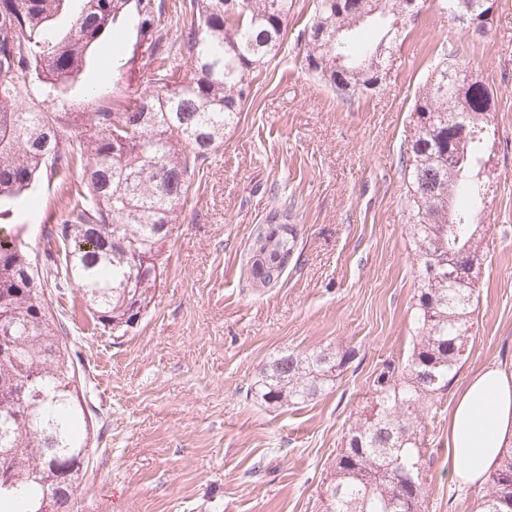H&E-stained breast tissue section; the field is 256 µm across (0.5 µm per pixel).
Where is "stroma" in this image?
I'll use <instances>...</instances> for the list:
<instances>
[{
	"mask_svg": "<svg viewBox=\"0 0 512 512\" xmlns=\"http://www.w3.org/2000/svg\"><path fill=\"white\" fill-rule=\"evenodd\" d=\"M315 0H293L281 49L256 77L238 122L203 170L166 249L155 297L126 335L94 325L77 288L48 290L52 313L80 354L95 469L82 512H321L336 455L368 385L412 349L418 269L409 237L403 147L413 108L440 54L469 61L494 92L496 171L487 197L486 254L473 340L428 422L434 457L428 512H479L477 486L452 479L448 414L479 370L512 371V0H499L480 37L426 0L394 46L382 85L343 101L301 66L297 35ZM135 16L90 52L64 94L92 111L153 91ZM64 182L39 181L13 202L28 247L64 218ZM300 228L284 276L253 287L257 225ZM351 351L332 393L272 409L252 388L286 351Z\"/></svg>",
	"mask_w": 512,
	"mask_h": 512,
	"instance_id": "stroma-1",
	"label": "stroma"
}]
</instances>
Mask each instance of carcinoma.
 <instances>
[{
	"label": "carcinoma",
	"instance_id": "1",
	"mask_svg": "<svg viewBox=\"0 0 512 512\" xmlns=\"http://www.w3.org/2000/svg\"><path fill=\"white\" fill-rule=\"evenodd\" d=\"M403 0H315L303 30L302 65L341 100L376 88L402 29ZM452 18L484 36L497 0H441ZM293 0H0V199L15 200L41 177L77 171L79 188L61 198L65 218L46 230L56 249L33 257L10 246L14 211L0 208V512H63L55 491L80 484L90 467L86 396L77 352L60 338L45 287L78 285L92 319L126 333L150 304L165 248L188 199L189 179L224 143L261 68L284 38ZM134 12L157 88L118 108L67 106L46 112L82 72L92 47ZM181 27L168 41L167 21ZM383 34L367 40L361 26ZM188 64L182 71L176 57ZM457 54L441 55L414 105L406 144L409 220L420 272L416 334L399 364L372 380L370 411L353 417L325 497L324 512H427L432 456L424 418L436 417L472 338L484 265L485 163L496 128L483 121L494 92ZM469 81L466 94L457 83ZM279 259L298 237L262 224ZM471 274L448 281V263ZM349 350L290 351L270 360L254 383L271 407H297L336 387ZM481 512H512V448L502 451L480 491Z\"/></svg>",
	"mask_w": 512,
	"mask_h": 512
}]
</instances>
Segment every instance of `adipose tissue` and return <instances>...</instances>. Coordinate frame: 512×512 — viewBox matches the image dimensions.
<instances>
[{
	"label": "adipose tissue",
	"instance_id": "adipose-tissue-1",
	"mask_svg": "<svg viewBox=\"0 0 512 512\" xmlns=\"http://www.w3.org/2000/svg\"><path fill=\"white\" fill-rule=\"evenodd\" d=\"M512 441V372L488 367L465 387L448 419V461L453 476L482 482Z\"/></svg>",
	"mask_w": 512,
	"mask_h": 512
}]
</instances>
